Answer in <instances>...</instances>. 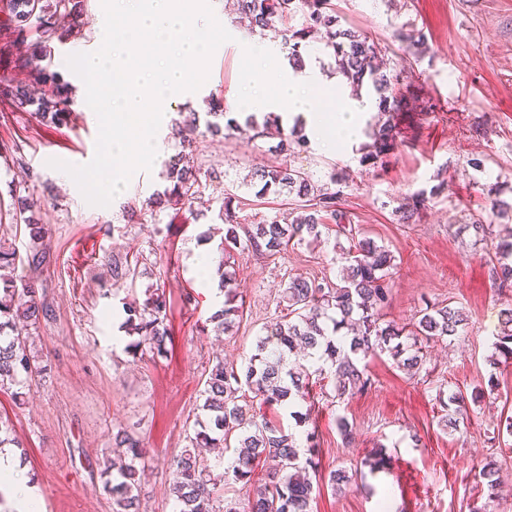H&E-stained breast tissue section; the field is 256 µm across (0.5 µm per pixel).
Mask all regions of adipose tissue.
<instances>
[{
    "instance_id": "obj_1",
    "label": "adipose tissue",
    "mask_w": 512,
    "mask_h": 512,
    "mask_svg": "<svg viewBox=\"0 0 512 512\" xmlns=\"http://www.w3.org/2000/svg\"><path fill=\"white\" fill-rule=\"evenodd\" d=\"M243 72L249 83L262 89L261 94L244 98L252 110L278 112L285 109L300 113L308 128L322 139L342 145L360 140L361 106L343 101L337 110L324 111L312 92L318 89L332 98L336 95V84L322 80L318 71L293 72L277 63L274 54L260 47L247 55ZM0 490L9 495L17 512H39L40 503L32 493L18 458L8 448L0 450Z\"/></svg>"
}]
</instances>
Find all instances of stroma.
<instances>
[{"instance_id": "1", "label": "stroma", "mask_w": 512, "mask_h": 512, "mask_svg": "<svg viewBox=\"0 0 512 512\" xmlns=\"http://www.w3.org/2000/svg\"><path fill=\"white\" fill-rule=\"evenodd\" d=\"M210 3L232 39L214 53L205 85L167 112L151 171L135 172L109 206L88 205L73 180L49 165L53 159L84 164L93 158L98 120L84 98H74L72 119L62 126L0 104V238L25 240L9 215L20 191L33 199L35 218L49 229L48 271L38 274L25 265L14 271L16 278L34 282L53 311L37 330L48 374L23 402L10 390L0 391V416L10 418L23 444L18 459L41 512H112L98 462L120 430L146 449L140 512H174L169 463L189 443L212 357L248 358L261 327L279 315L289 277L331 274L338 248L347 244L342 237L332 245L292 244L268 258L236 253V287L244 302L238 329L220 337L203 333L224 297L195 278L197 251L206 249L216 262L222 258L217 245L225 192L237 194L239 216L249 223L296 207L291 195L259 199L242 184L255 169L284 162L318 184L335 168L353 174L343 212L360 236L395 257L385 320L411 323L427 299L464 307L468 314L452 341L430 345L427 371L419 376L409 377L384 355L370 360L374 384L364 395L339 401L331 380H313L322 470L354 474L341 490L322 487L313 512H470L474 501L486 497L479 473L488 460L512 473V437L494 432L501 416H512V362L494 369L487 361L490 332L507 298L494 288L486 259L469 235L457 232L472 215L487 214L494 196L512 198V0H414L410 9L401 0H333L343 27L389 45L396 67L420 76L416 92L426 106L399 113L401 142L384 166L365 169L358 145L327 151L313 136L291 155L275 153V139L253 136L238 110L232 114L236 128L220 135H211L202 120L197 124L195 163L222 173L207 183L198 219L163 208L158 225L128 223L126 208H145L165 187L164 164L179 151L173 124L187 112L205 115L210 98L242 93V59L254 36L225 10V0ZM100 12V0H89L81 32L57 43L54 68L65 82L76 79L67 56L100 47ZM410 19L428 33L430 51L420 59L400 50L394 38ZM477 154L485 158L484 170L466 166ZM441 181L447 189L427 202L421 219L402 223L395 209L403 198ZM124 254L141 257L150 276L133 283L113 280L112 258ZM151 284L163 289L167 301L171 339L164 358L128 351L132 338L121 329L123 300L141 297ZM441 390H458L466 398L457 429L441 423ZM340 415L352 427V443L336 427ZM380 445L390 457L387 471L357 477Z\"/></svg>"}]
</instances>
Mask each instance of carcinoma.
<instances>
[{"instance_id": "1", "label": "carcinoma", "mask_w": 512, "mask_h": 512, "mask_svg": "<svg viewBox=\"0 0 512 512\" xmlns=\"http://www.w3.org/2000/svg\"><path fill=\"white\" fill-rule=\"evenodd\" d=\"M232 2L236 13L249 21L251 32L281 37L288 46L289 60L297 67H303V52L318 43L336 61V70L352 88V96L360 98L365 87L375 91L378 112L386 120L368 124L370 142L361 147L360 165H383L400 137L398 113L413 112L418 103L412 91L417 79L405 83L402 73L387 68L389 47L360 30L342 27L332 0ZM86 6L87 0H0V28L9 31L14 41H24L32 30L37 34L30 52L19 63L24 78L0 80V97L11 109L33 107L45 122L57 126L68 123L72 101L68 84L52 70L54 48L65 34L81 25ZM397 38L417 57L429 52L424 28L412 22L402 25ZM306 145L307 138L295 125L290 133L281 134L275 151L286 154ZM165 167L170 185L157 193L156 204L184 210L197 218L193 204L202 186L200 169L190 164L185 154ZM351 181L344 170L331 172L329 182L321 186L311 184L304 172L286 164L255 170L249 180L255 196L286 190L305 202V211L292 224H282L275 217L244 224L236 215V196H224V235L219 244L223 252L273 256L286 251L292 241H317L330 222L350 235V245L342 252L340 283L289 278L282 296L286 313L263 327L243 368L219 357L212 362L204 382L203 416L195 419L188 448L171 463L175 512H237L232 502L224 499V483L228 480L251 495L250 512H312L313 493L320 490V449L316 432L307 429L312 424V407L306 406L303 412L296 410L307 402L310 376L332 379L336 399L352 398L372 386L366 370L370 358L386 354L396 367L417 375L426 364L429 344L458 335L466 325L468 316L463 308L443 303L425 304L408 328L383 320L394 257L373 240L352 236V230L343 225L345 214L338 209V202L342 188ZM444 190L441 182L428 192L412 194L396 208L401 221L409 223L418 218L428 196ZM25 210L20 207L12 220L24 225L28 233L30 246L26 253L22 255L13 244L0 241L1 389L13 385L29 389L40 384L47 371L32 330L51 319L52 310L37 298L34 283L7 274L19 263L35 271L50 266L48 228L25 216ZM460 231L473 237V245L481 246L488 256L493 284L511 287L512 241H495L494 225L481 216ZM138 263L137 259L131 262L126 257H114L112 278L136 281L140 275ZM217 274L224 302L206 323L219 336L235 327L243 304L238 302L231 265L220 262ZM144 294L141 304L123 303L125 328L137 337L129 349L136 352L143 347L162 356L167 352L168 339L166 300L157 287L146 288ZM492 337L489 365L495 368L512 360V307L504 309V319ZM249 396L267 408L291 411L296 424L304 428L303 438L296 439L276 419L248 408ZM437 398L445 411L446 426L457 428L458 417L465 412L464 396L450 391L437 394ZM109 452L101 475L103 489L112 498V512H139L144 455L140 441L118 433ZM226 458L233 461L230 470L224 469ZM259 460L268 465V470L265 481L256 484L253 471ZM480 476L487 487L486 501L474 506L472 512H492L500 470L489 461Z\"/></svg>"}]
</instances>
